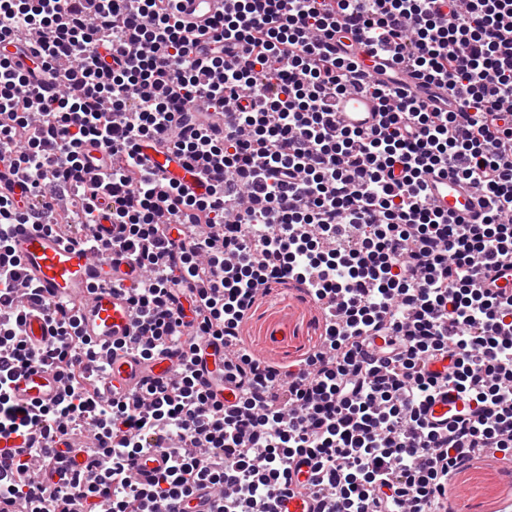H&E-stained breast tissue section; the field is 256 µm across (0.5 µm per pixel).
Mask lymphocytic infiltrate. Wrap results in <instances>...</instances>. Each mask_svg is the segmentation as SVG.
<instances>
[{"mask_svg":"<svg viewBox=\"0 0 512 512\" xmlns=\"http://www.w3.org/2000/svg\"><path fill=\"white\" fill-rule=\"evenodd\" d=\"M179 0H0V45L40 48L62 80H31L0 55V165L26 179L0 193V251L14 224L68 240L106 218L99 254L143 271L125 288L128 350L175 359L109 402L104 354L80 305L46 303L53 343L16 332L27 283L0 261V512H277L303 488L317 512H448L463 461L512 460V292L480 288L512 269V0H232L203 26ZM463 92L459 108L417 102L339 57L337 35ZM205 44L210 65L193 55ZM371 94L375 127H337V97ZM111 151L91 176L79 146ZM208 172L197 189L160 181L146 150ZM435 169L481 188L474 224L441 215ZM303 286L321 311L318 346L297 364L256 358L239 334L274 284ZM224 347V376L198 369V341ZM445 361L443 371L431 365ZM56 371L50 405L12 400L13 372ZM234 384L233 403L217 399ZM453 390L447 426L426 410ZM83 437L88 471L53 446ZM168 451L147 481L136 461Z\"/></svg>","mask_w":512,"mask_h":512,"instance_id":"f902f5d3","label":"lymphocytic infiltrate"}]
</instances>
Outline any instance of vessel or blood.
<instances>
[{"label":"vessel or blood","instance_id":"1","mask_svg":"<svg viewBox=\"0 0 512 512\" xmlns=\"http://www.w3.org/2000/svg\"><path fill=\"white\" fill-rule=\"evenodd\" d=\"M224 0H183L182 7L190 22L203 23L213 14L223 11ZM355 62L366 66L373 80L391 81L416 89L418 81L412 71L399 68L391 58H373L363 45L352 43L349 48ZM335 119L338 125L365 128L377 124L378 107L374 99L362 95H345L337 99ZM151 165L165 178H177L194 184L196 169L172 154H151ZM428 200L453 219H471L485 211L487 198L470 184H462L438 172L427 178ZM12 251L21 262L26 280L37 284L44 299L71 298L86 300L82 330L97 346L108 349L126 341L135 332V314L122 294L125 287L139 279V269L130 260L112 256L93 258L86 247L62 239L31 224H18L12 229ZM21 334L33 349H41L52 340L48 317L44 310L28 306L20 324ZM264 336L272 345L288 347L294 337L287 318L268 320ZM170 358L151 361L139 357L117 355L111 358L109 374L100 388L102 399L113 393H127L141 380L166 376L172 369ZM15 397L22 404H48L61 393V383L54 370L32 367L20 371L13 384ZM463 401L456 393L437 398L429 413L438 420L462 411Z\"/></svg>","mask_w":512,"mask_h":512}]
</instances>
